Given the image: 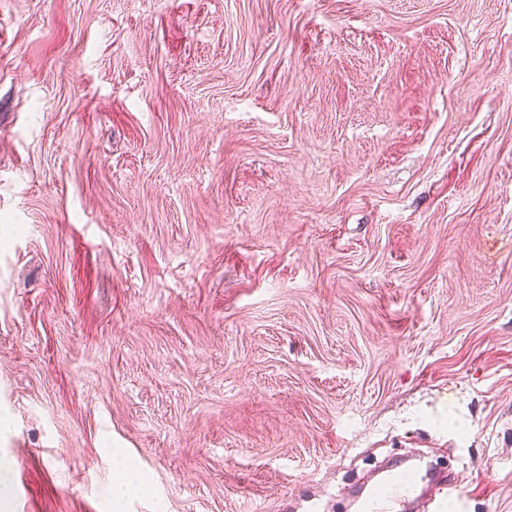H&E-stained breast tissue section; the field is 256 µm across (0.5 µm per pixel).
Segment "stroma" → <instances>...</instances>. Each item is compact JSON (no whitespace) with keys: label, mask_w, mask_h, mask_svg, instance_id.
I'll return each instance as SVG.
<instances>
[{"label":"stroma","mask_w":512,"mask_h":512,"mask_svg":"<svg viewBox=\"0 0 512 512\" xmlns=\"http://www.w3.org/2000/svg\"><path fill=\"white\" fill-rule=\"evenodd\" d=\"M411 456L512 512V0H0V512Z\"/></svg>","instance_id":"1"}]
</instances>
